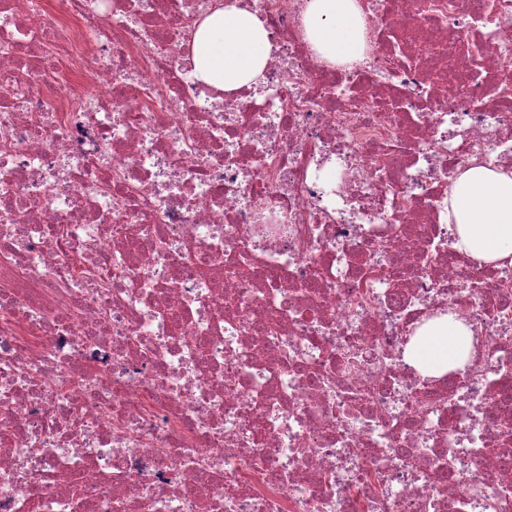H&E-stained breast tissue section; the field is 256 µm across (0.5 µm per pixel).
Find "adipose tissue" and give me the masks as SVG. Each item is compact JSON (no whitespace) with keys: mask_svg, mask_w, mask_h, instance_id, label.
I'll use <instances>...</instances> for the list:
<instances>
[{"mask_svg":"<svg viewBox=\"0 0 512 512\" xmlns=\"http://www.w3.org/2000/svg\"><path fill=\"white\" fill-rule=\"evenodd\" d=\"M302 21L320 60L364 62L363 20L355 0H307ZM271 51L264 23L229 0L194 32L193 74L227 92L256 88ZM448 221L457 228L460 252L480 263L512 265V167L476 165L459 172L448 192ZM470 345L469 328L451 313L428 325L424 343L409 342L405 357L411 362L443 359L453 368L468 356Z\"/></svg>","mask_w":512,"mask_h":512,"instance_id":"adipose-tissue-1","label":"adipose tissue"}]
</instances>
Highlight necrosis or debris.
<instances>
[{
	"label": "necrosis or debris",
	"instance_id": "necrosis-or-debris-1",
	"mask_svg": "<svg viewBox=\"0 0 512 512\" xmlns=\"http://www.w3.org/2000/svg\"><path fill=\"white\" fill-rule=\"evenodd\" d=\"M303 2L240 0L225 95L214 0H0V512H512V267L448 222L463 146L512 165V0H357L366 68ZM238 0H226L197 26L193 35V75L224 92L258 88L272 43L264 23ZM424 336L428 338L422 345L412 339L406 346L404 354L409 362L421 366L418 358L427 361L446 359L448 370H451L469 354L471 331L454 313L448 312V315L431 322Z\"/></svg>",
	"mask_w": 512,
	"mask_h": 512
}]
</instances>
